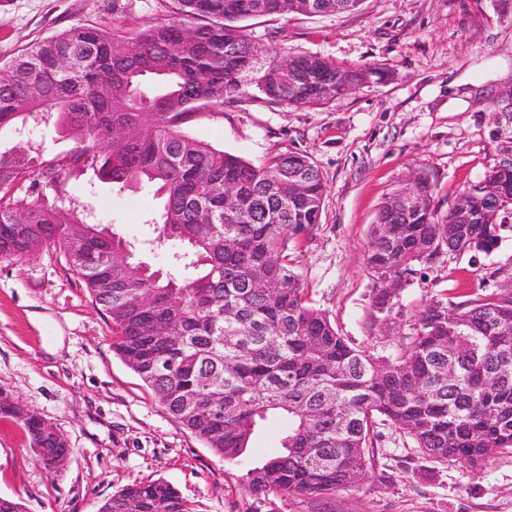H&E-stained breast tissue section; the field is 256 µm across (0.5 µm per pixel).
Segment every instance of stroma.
<instances>
[{
	"label": "stroma",
	"mask_w": 512,
	"mask_h": 512,
	"mask_svg": "<svg viewBox=\"0 0 512 512\" xmlns=\"http://www.w3.org/2000/svg\"><path fill=\"white\" fill-rule=\"evenodd\" d=\"M171 0H0V62L73 25L134 36L167 19ZM259 63L237 101L206 108L195 138L259 165L284 153L312 158L326 187L320 224L293 250L292 266L312 305L340 333L378 356L409 342L426 306L447 307L512 287V228L496 249L421 263L384 309L364 259L381 202L425 174L441 207L512 163V14L492 0H364L354 13L247 20ZM319 55L385 73L320 106L267 102L256 79L276 52ZM73 147L57 117L38 114L0 132V152L43 162ZM34 198L112 228L133 241L160 203L150 187L121 189L93 171ZM0 391L34 411L73 453L47 471L12 421L0 418V497L26 512H98L128 485L165 481L192 512H245L240 481L277 446L269 435L230 462L175 420L112 347V323L52 248L0 259ZM256 504V503H253ZM258 512H512V454L472 467L423 457L385 422L374 427L365 475L319 500L291 494Z\"/></svg>",
	"instance_id": "35a3bbf8"
}]
</instances>
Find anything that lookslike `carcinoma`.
<instances>
[{"label": "carcinoma", "mask_w": 512, "mask_h": 512, "mask_svg": "<svg viewBox=\"0 0 512 512\" xmlns=\"http://www.w3.org/2000/svg\"><path fill=\"white\" fill-rule=\"evenodd\" d=\"M172 2V18L133 37L77 24L0 63V131L49 112L76 142L65 162L0 154V258L59 249L112 321L118 355L224 459L240 458L265 426L285 423L280 454L241 476L258 499L354 486L380 418L437 461L477 466L512 452V378L487 380L512 359L511 288L452 309L430 305L411 342L391 359L377 357L310 305L288 265L289 244L311 232L324 209L325 185L311 158L291 152L255 166L186 132L197 111L224 105L245 86L257 46L240 22L352 12L362 0ZM148 76L158 80L153 93L142 89ZM374 77L383 74L291 52L256 86L271 103L318 106ZM87 170L121 189L154 188L160 212L148 244L168 251L166 267L143 261L141 247L116 232L28 200L37 184ZM292 178L298 188L282 195ZM504 190L512 192V164L473 187L467 217L453 205L439 212L432 196L416 212L404 207L403 190L388 195L370 225L366 257L375 302L384 303L385 282L405 280L418 263L494 249L504 227L494 200ZM426 243L433 250L424 255ZM108 250L132 257L108 271L94 260ZM490 314L498 317L492 326ZM450 363L457 377L444 382ZM2 417L22 429L35 454H71L64 438L43 432L38 415L0 392ZM99 512L191 510L174 487L154 481L121 489Z\"/></svg>", "instance_id": "carcinoma-1"}]
</instances>
